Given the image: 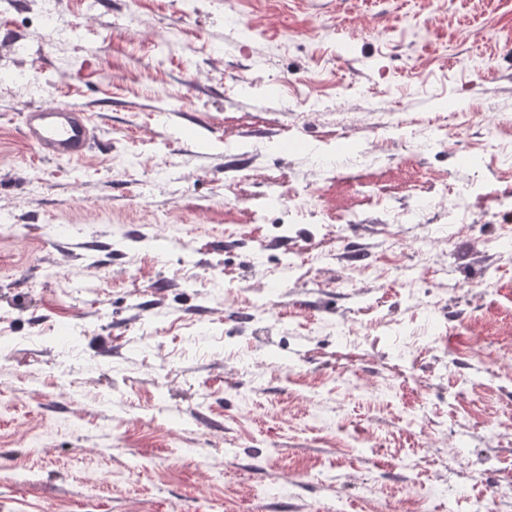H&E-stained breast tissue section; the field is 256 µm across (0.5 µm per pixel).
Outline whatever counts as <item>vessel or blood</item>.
Wrapping results in <instances>:
<instances>
[{
    "label": "vessel or blood",
    "instance_id": "1",
    "mask_svg": "<svg viewBox=\"0 0 512 512\" xmlns=\"http://www.w3.org/2000/svg\"><path fill=\"white\" fill-rule=\"evenodd\" d=\"M24 135L41 157L77 160L88 151L94 126L88 113L75 105L38 106L25 115Z\"/></svg>",
    "mask_w": 512,
    "mask_h": 512
}]
</instances>
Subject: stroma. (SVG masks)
<instances>
[{"label":"stroma","instance_id":"35a3bbf8","mask_svg":"<svg viewBox=\"0 0 512 512\" xmlns=\"http://www.w3.org/2000/svg\"><path fill=\"white\" fill-rule=\"evenodd\" d=\"M56 24L0 7L22 76L0 87V512H512V250L485 246L512 192L487 145L500 119L512 139V0H57ZM61 102L97 127L75 161L24 136ZM378 107L426 135L472 120L408 167ZM331 146L368 160L323 174ZM270 183L359 221L262 223ZM415 187L435 203L380 272Z\"/></svg>","mask_w":512,"mask_h":512}]
</instances>
